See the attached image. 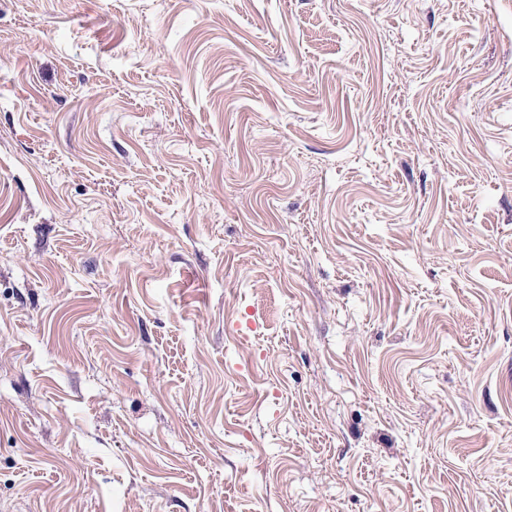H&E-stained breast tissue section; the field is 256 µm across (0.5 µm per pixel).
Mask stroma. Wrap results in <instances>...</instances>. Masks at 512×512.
<instances>
[{
  "label": "stroma",
  "instance_id": "1",
  "mask_svg": "<svg viewBox=\"0 0 512 512\" xmlns=\"http://www.w3.org/2000/svg\"><path fill=\"white\" fill-rule=\"evenodd\" d=\"M0 512H512V0H0Z\"/></svg>",
  "mask_w": 512,
  "mask_h": 512
}]
</instances>
